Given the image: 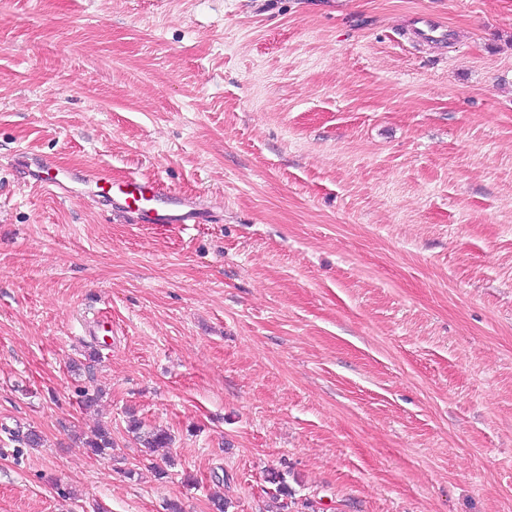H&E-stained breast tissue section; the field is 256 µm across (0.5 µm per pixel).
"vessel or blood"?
<instances>
[{"mask_svg":"<svg viewBox=\"0 0 512 512\" xmlns=\"http://www.w3.org/2000/svg\"><path fill=\"white\" fill-rule=\"evenodd\" d=\"M38 173L51 186L70 189L68 174L50 158L41 159ZM85 183L91 185L99 198L114 205L120 212L141 219H158L165 224H180L184 221L183 210L187 199L170 192H160L155 181L146 178H129L121 185H114L105 174L88 170L82 175Z\"/></svg>","mask_w":512,"mask_h":512,"instance_id":"vessel-or-blood-1","label":"vessel or blood"}]
</instances>
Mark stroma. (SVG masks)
Returning a JSON list of instances; mask_svg holds the SVG:
<instances>
[{"instance_id": "35a3bbf8", "label": "stroma", "mask_w": 512, "mask_h": 512, "mask_svg": "<svg viewBox=\"0 0 512 512\" xmlns=\"http://www.w3.org/2000/svg\"><path fill=\"white\" fill-rule=\"evenodd\" d=\"M216 492L512 512V0H0V512ZM38 169L37 178H40V181L48 182L51 186L60 187L69 193L73 192L68 174L59 168V165L53 159H41L38 163ZM82 180L94 188L96 196L109 202L111 207L114 205L122 213L157 220L161 224H186L182 211L189 206L187 199L170 192L161 193L156 182L150 178L126 179L118 186L115 197L112 179L107 175L96 170H86ZM159 202L165 205L163 214H159ZM128 428L132 433L136 434V439L139 443L150 451L156 448H168L172 442L171 434L165 429L155 428L141 434L139 432L141 429L140 422L133 417L128 420Z\"/></svg>"}]
</instances>
